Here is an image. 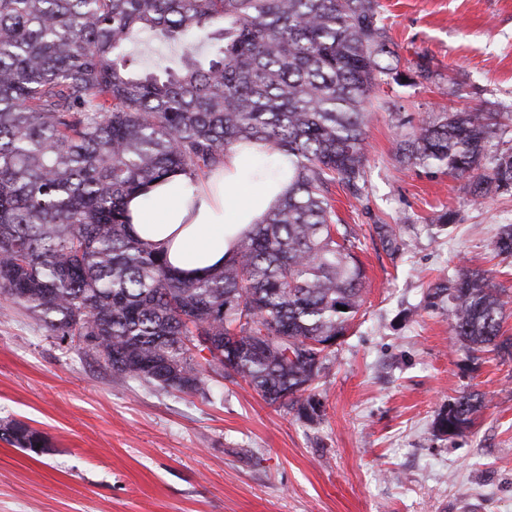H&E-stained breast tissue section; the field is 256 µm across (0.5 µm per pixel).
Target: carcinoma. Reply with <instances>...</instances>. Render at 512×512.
<instances>
[{
  "label": "carcinoma",
  "instance_id": "carcinoma-1",
  "mask_svg": "<svg viewBox=\"0 0 512 512\" xmlns=\"http://www.w3.org/2000/svg\"><path fill=\"white\" fill-rule=\"evenodd\" d=\"M145 35L182 46L180 65L135 67L126 49ZM393 57L379 0H0V295L116 375L187 395L212 376L241 379L313 416L321 402L306 392L366 280L332 187L356 197L366 184L374 88L434 82L427 58L402 70ZM505 121L511 112H442L397 152L479 202L512 191V152L485 163ZM241 144L287 158L288 191L223 266L186 278L131 233L124 200L204 176ZM495 252L512 258V224ZM427 297L448 303L471 351L512 347V300L486 273L464 270ZM201 336L221 355H204ZM480 407L459 396L435 431L455 438ZM0 428L11 445L45 447L26 425Z\"/></svg>",
  "mask_w": 512,
  "mask_h": 512
}]
</instances>
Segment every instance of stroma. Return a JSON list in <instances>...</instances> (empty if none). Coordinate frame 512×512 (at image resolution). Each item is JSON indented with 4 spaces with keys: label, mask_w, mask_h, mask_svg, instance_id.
I'll return each instance as SVG.
<instances>
[{
    "label": "stroma",
    "mask_w": 512,
    "mask_h": 512,
    "mask_svg": "<svg viewBox=\"0 0 512 512\" xmlns=\"http://www.w3.org/2000/svg\"><path fill=\"white\" fill-rule=\"evenodd\" d=\"M380 2L401 67L426 56L436 81L373 91L365 188L334 190L366 283L314 390L319 415L219 377L202 397L113 376L7 307L0 424L25 423L47 446L0 439V512H512V357L465 349L426 299L463 268L512 296V259L494 251L512 195L476 202L453 176L395 157L428 116L512 111V0ZM449 209L457 221L440 229ZM379 224L395 228V248ZM465 393L484 397L473 425L439 437L437 415Z\"/></svg>",
    "instance_id": "1"
}]
</instances>
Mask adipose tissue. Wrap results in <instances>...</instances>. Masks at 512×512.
Here are the masks:
<instances>
[{
	"mask_svg": "<svg viewBox=\"0 0 512 512\" xmlns=\"http://www.w3.org/2000/svg\"><path fill=\"white\" fill-rule=\"evenodd\" d=\"M287 188L277 156L236 148L205 177L176 176L130 195L126 211L136 237L164 250L170 265L194 277L223 265Z\"/></svg>",
	"mask_w": 512,
	"mask_h": 512,
	"instance_id": "obj_1",
	"label": "adipose tissue"
}]
</instances>
